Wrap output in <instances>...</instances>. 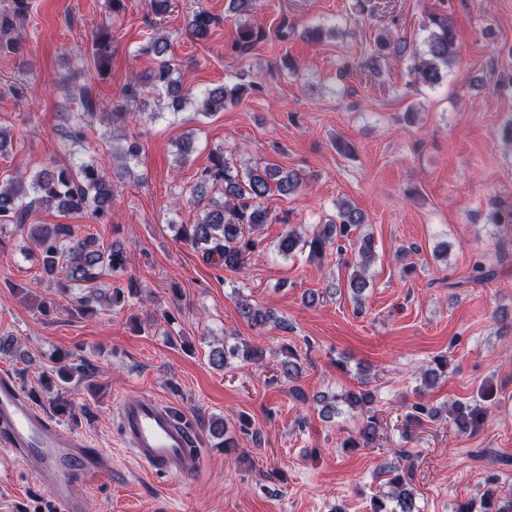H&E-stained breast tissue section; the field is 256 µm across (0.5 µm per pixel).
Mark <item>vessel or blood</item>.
<instances>
[{
    "label": "vessel or blood",
    "mask_w": 512,
    "mask_h": 512,
    "mask_svg": "<svg viewBox=\"0 0 512 512\" xmlns=\"http://www.w3.org/2000/svg\"><path fill=\"white\" fill-rule=\"evenodd\" d=\"M120 435L150 474L191 477L203 462L193 432L161 400L143 395L122 401ZM0 447L31 466L51 494L57 512H82L76 484L104 475L111 462L81 435L63 429L39 411L14 378L0 374Z\"/></svg>",
    "instance_id": "vessel-or-blood-1"
}]
</instances>
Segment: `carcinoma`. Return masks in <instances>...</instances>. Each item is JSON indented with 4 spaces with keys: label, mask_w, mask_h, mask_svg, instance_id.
Wrapping results in <instances>:
<instances>
[{
    "label": "carcinoma",
    "mask_w": 512,
    "mask_h": 512,
    "mask_svg": "<svg viewBox=\"0 0 512 512\" xmlns=\"http://www.w3.org/2000/svg\"><path fill=\"white\" fill-rule=\"evenodd\" d=\"M214 18L205 10L195 12L188 21V30L197 40L208 37ZM13 22L8 17L0 19V54L15 53L19 43L11 35ZM428 34L424 39V49L413 56L410 74L423 86L434 87L442 79V69L451 68L456 54L457 44L452 21L446 14L430 16L427 25ZM261 27L251 23L239 26L237 39L232 50L239 55L248 54L255 44L263 38ZM170 45L166 38L151 36L141 51L159 58L157 67L151 71L142 83L127 86L123 94V103L104 109L105 103L95 98L88 86L82 85L73 93L82 111V119L70 122L65 130L66 136L74 143L87 141V129L98 111L105 110V118L114 124L123 121L129 111L138 110L153 100L155 106L167 109L171 116L183 111L187 103L195 105L199 114L208 117L224 109L226 101L238 99L239 88H227L223 85L207 88L199 92L194 100H189V91L175 77L177 63L168 55ZM95 70L102 75L108 71L112 60L111 25L97 27L91 48ZM141 153L139 142L126 135L112 136V159L122 164L121 174L129 179L137 177L131 162L138 160ZM304 183L300 173L290 170L282 174L277 165L267 166L263 170L251 169L239 174L224 157V150L212 152L210 165L202 171L200 182L193 193L201 200H207L204 214L193 224L177 225L178 237L196 248L204 250L207 260H216L224 267L243 271L259 251L258 233L261 226L272 220L264 201L272 190L281 194L296 192ZM114 203L112 181L100 162L69 159L55 163L31 175L18 173L0 184V234L11 226L38 250L41 265L48 280L62 292L72 288H96L101 273L109 270L113 273L125 270L128 257L124 248L114 243L100 250L80 239L68 224H29L30 211L39 206H57L65 212L87 213L96 221L105 223L111 219ZM365 223L361 211L349 204L340 205L337 221L326 224L308 239L302 238L293 229L282 234L277 245V253L283 257L291 256L304 248L309 255L321 258L327 247L335 244L342 248L340 241ZM375 258L373 241L364 236L354 252L353 272L349 277V288L358 298L369 286L366 279L370 264ZM133 288L116 286L104 296L109 307H119L127 302ZM240 316L253 327H265L272 324L285 328L283 322L266 309L240 300L237 304ZM253 362H261L265 357V348L260 345L244 343L240 346L224 345L211 350L209 359L212 365L222 368L228 365L229 358L238 354ZM374 396L369 392H347L345 403L348 411L360 416V426L356 438L350 441L353 448L371 447L377 442L380 423L372 404ZM484 415L478 405L454 403L448 408V421L463 433L477 429ZM412 482V469L408 468L389 479L391 492L375 496L371 500L370 512H419L414 492L408 488ZM482 512H512V497L506 501L496 496V490L490 488L484 492L480 501Z\"/></svg>",
    "instance_id": "obj_1"
}]
</instances>
